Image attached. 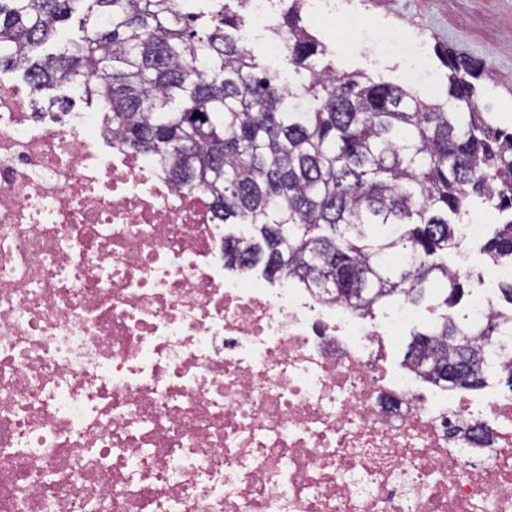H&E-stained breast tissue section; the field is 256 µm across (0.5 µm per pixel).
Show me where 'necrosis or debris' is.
Instances as JSON below:
<instances>
[{"mask_svg":"<svg viewBox=\"0 0 512 512\" xmlns=\"http://www.w3.org/2000/svg\"><path fill=\"white\" fill-rule=\"evenodd\" d=\"M453 270L482 324L512 264ZM420 321L227 267L206 191L0 78V512H512V395L396 361Z\"/></svg>","mask_w":512,"mask_h":512,"instance_id":"necrosis-or-debris-1","label":"necrosis or debris"}]
</instances>
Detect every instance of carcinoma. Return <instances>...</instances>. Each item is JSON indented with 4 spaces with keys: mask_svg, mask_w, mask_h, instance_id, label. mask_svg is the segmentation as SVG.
I'll return each mask as SVG.
<instances>
[{
    "mask_svg": "<svg viewBox=\"0 0 512 512\" xmlns=\"http://www.w3.org/2000/svg\"><path fill=\"white\" fill-rule=\"evenodd\" d=\"M296 2L279 23L289 69L308 76L296 89L241 48L237 12H204L198 28L179 0H0V68L23 70L40 92L78 85L127 148L162 157L176 185L203 188L222 221L253 226L224 238L228 266L261 264L307 288L327 280L359 311L415 303L438 280L456 306L469 283L437 257L455 250L472 210L501 217L483 253L512 257V125L479 109L487 62L439 50L445 102L319 68L326 49L298 26ZM79 8L82 35L35 55ZM509 323L506 312L487 318L475 344L448 316L417 335L409 359L479 389L499 360L490 340ZM459 348L480 371L456 369Z\"/></svg>",
    "mask_w": 512,
    "mask_h": 512,
    "instance_id": "carcinoma-1",
    "label": "carcinoma"
}]
</instances>
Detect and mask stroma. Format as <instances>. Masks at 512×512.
I'll use <instances>...</instances> for the list:
<instances>
[{
    "label": "stroma",
    "instance_id": "obj_1",
    "mask_svg": "<svg viewBox=\"0 0 512 512\" xmlns=\"http://www.w3.org/2000/svg\"><path fill=\"white\" fill-rule=\"evenodd\" d=\"M342 17L357 19L358 34L324 63L340 72H361L374 81L405 84V57L393 46V33L420 43L425 70L446 100L447 69L436 55L440 46L476 60L487 71L477 83L481 111L498 113L512 124V0H341Z\"/></svg>",
    "mask_w": 512,
    "mask_h": 512
}]
</instances>
